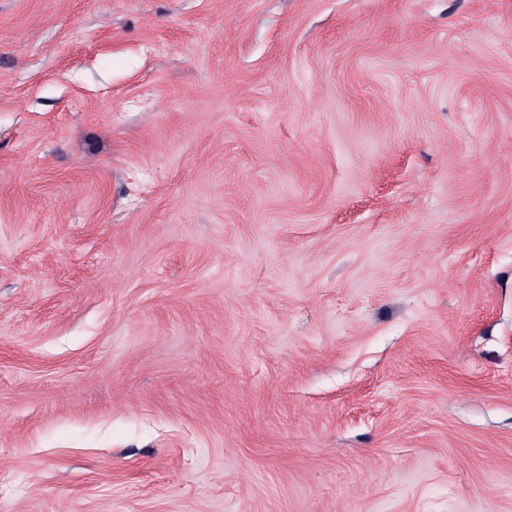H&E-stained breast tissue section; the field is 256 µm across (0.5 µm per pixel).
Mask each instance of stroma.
I'll use <instances>...</instances> for the list:
<instances>
[{
    "label": "stroma",
    "instance_id": "stroma-1",
    "mask_svg": "<svg viewBox=\"0 0 512 512\" xmlns=\"http://www.w3.org/2000/svg\"><path fill=\"white\" fill-rule=\"evenodd\" d=\"M0 512H512V0H0Z\"/></svg>",
    "mask_w": 512,
    "mask_h": 512
}]
</instances>
